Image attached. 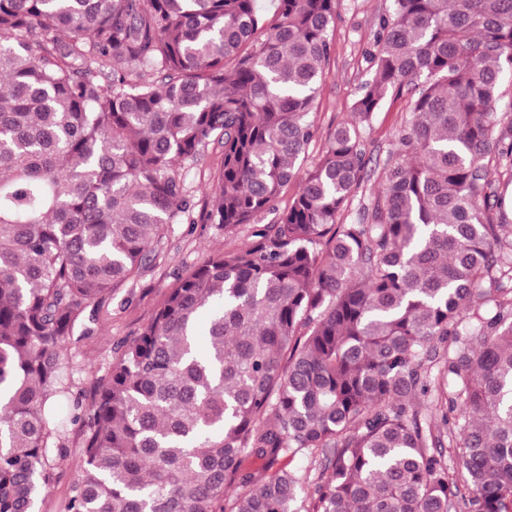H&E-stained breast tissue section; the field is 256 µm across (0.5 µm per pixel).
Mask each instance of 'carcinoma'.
<instances>
[{"label": "carcinoma", "mask_w": 512, "mask_h": 512, "mask_svg": "<svg viewBox=\"0 0 512 512\" xmlns=\"http://www.w3.org/2000/svg\"><path fill=\"white\" fill-rule=\"evenodd\" d=\"M276 2L0 0V512H36L76 424L65 512H512V0H392L306 172L338 0ZM211 144L207 221L292 202L74 391L68 338L188 219ZM409 110V96L403 95L400 98L389 96L385 102V106L379 112L373 121L370 129H367L366 136L371 142L370 148L376 149L374 157L379 154L384 157L387 144L391 140L395 129L400 125L405 116V112ZM380 149V152L378 150ZM378 155V156H379Z\"/></svg>", "instance_id": "cac0c4a2"}]
</instances>
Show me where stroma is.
<instances>
[{
  "label": "stroma",
  "mask_w": 512,
  "mask_h": 512,
  "mask_svg": "<svg viewBox=\"0 0 512 512\" xmlns=\"http://www.w3.org/2000/svg\"><path fill=\"white\" fill-rule=\"evenodd\" d=\"M390 4L391 0H339L334 48L311 114L320 137L310 145L304 169H312L319 161L322 135L338 123L352 120L351 105L360 84L369 76L364 50L372 40L380 16L387 12ZM408 110V97L387 98L384 108L366 131L373 149H386ZM219 164V151L211 147L205 152L203 169H182L191 203L190 222L170 225L159 257L145 267L134 286L121 289L96 306L93 319L87 320L84 327L70 337L68 348L77 369L78 389L92 391L95 381L107 372L112 349L139 336L179 277L213 252L251 242L256 226L276 220V212H267L256 224L241 225L232 233L225 232L221 225L205 221L204 215L211 205L207 175ZM67 446L68 460L39 501V512H64L71 486L83 467L80 426H70Z\"/></svg>",
  "instance_id": "stroma-1"
}]
</instances>
